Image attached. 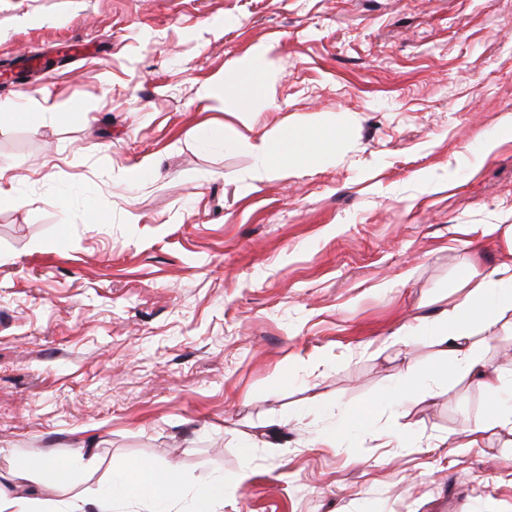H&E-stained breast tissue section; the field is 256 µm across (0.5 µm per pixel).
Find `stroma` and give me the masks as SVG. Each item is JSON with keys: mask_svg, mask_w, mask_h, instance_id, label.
I'll return each mask as SVG.
<instances>
[{"mask_svg": "<svg viewBox=\"0 0 512 512\" xmlns=\"http://www.w3.org/2000/svg\"><path fill=\"white\" fill-rule=\"evenodd\" d=\"M259 43L267 99H201ZM509 117L512 0H0V484L83 444L95 472L39 498L139 461L223 474L222 512H512V431L460 445L512 397V312L474 329L494 395L393 340L512 252ZM280 123L342 129L261 181L208 140ZM365 417L362 411H356L353 408L344 409L342 411L341 424L325 430L320 436L321 442L327 445H335L343 432L359 427Z\"/></svg>", "mask_w": 512, "mask_h": 512, "instance_id": "obj_1", "label": "stroma"}]
</instances>
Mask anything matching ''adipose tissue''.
Masks as SVG:
<instances>
[{
    "mask_svg": "<svg viewBox=\"0 0 512 512\" xmlns=\"http://www.w3.org/2000/svg\"><path fill=\"white\" fill-rule=\"evenodd\" d=\"M269 49L255 45L238 64L226 68L222 81L202 85L203 97L236 92L252 99L265 89ZM335 128L319 132L288 124L277 125L270 137L251 145L257 162V178L286 172L294 162L313 163L325 151L334 149ZM468 290L451 308L426 321L425 332L436 342L447 358L446 370L462 372L482 388L491 390L499 383L495 370L481 357L480 345L473 341V328L478 324L497 325L502 312L512 310V259L500 262L488 273L468 279ZM81 457L49 460L37 465L18 458L12 463V484L0 487V512H112L115 502L137 501L149 505L151 512H179L178 505L187 494V486L178 467L148 466L132 462L113 475L112 480L95 497L76 495L58 502L35 500L30 484L43 488L65 489L76 479Z\"/></svg>",
    "mask_w": 512,
    "mask_h": 512,
    "instance_id": "obj_1",
    "label": "adipose tissue"
}]
</instances>
